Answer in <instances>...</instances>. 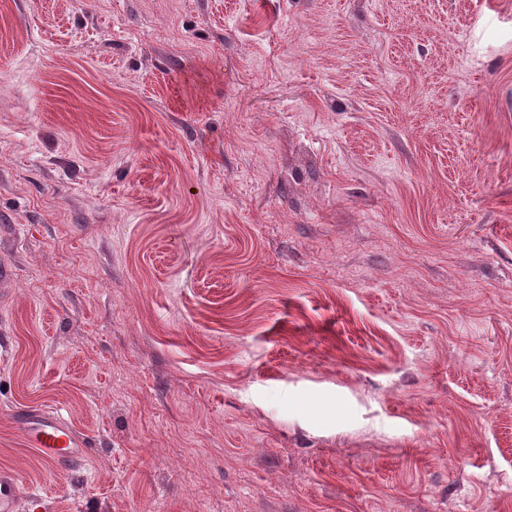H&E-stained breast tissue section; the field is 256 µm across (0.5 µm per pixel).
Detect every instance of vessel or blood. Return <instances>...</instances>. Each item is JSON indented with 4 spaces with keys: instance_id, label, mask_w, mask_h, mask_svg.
Returning a JSON list of instances; mask_svg holds the SVG:
<instances>
[{
    "instance_id": "obj_1",
    "label": "vessel or blood",
    "mask_w": 512,
    "mask_h": 512,
    "mask_svg": "<svg viewBox=\"0 0 512 512\" xmlns=\"http://www.w3.org/2000/svg\"><path fill=\"white\" fill-rule=\"evenodd\" d=\"M14 422L28 447L34 448L51 471H69L82 465L85 444L61 410L41 408L15 415ZM19 487L15 478L0 474V512H16Z\"/></svg>"
}]
</instances>
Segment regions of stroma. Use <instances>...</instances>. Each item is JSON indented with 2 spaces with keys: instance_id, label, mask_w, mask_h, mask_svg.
<instances>
[{
  "instance_id": "35a3bbf8",
  "label": "stroma",
  "mask_w": 512,
  "mask_h": 512,
  "mask_svg": "<svg viewBox=\"0 0 512 512\" xmlns=\"http://www.w3.org/2000/svg\"><path fill=\"white\" fill-rule=\"evenodd\" d=\"M0 266L17 512H512V0H0ZM26 445L34 448L50 471H69L82 465L85 443L65 420L61 410L41 408L15 415Z\"/></svg>"
}]
</instances>
